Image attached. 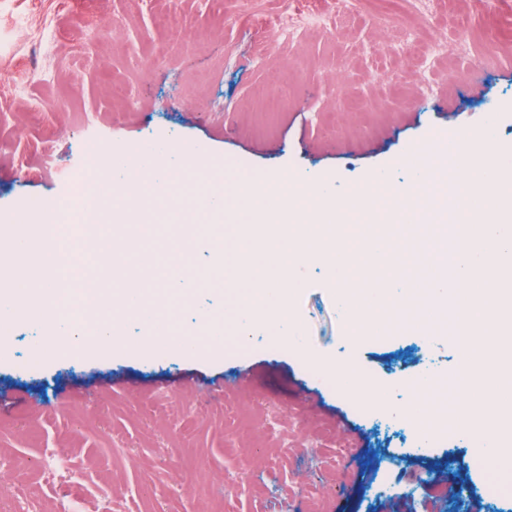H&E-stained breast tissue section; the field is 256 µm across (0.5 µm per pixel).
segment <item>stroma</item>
Returning <instances> with one entry per match:
<instances>
[{
	"mask_svg": "<svg viewBox=\"0 0 512 512\" xmlns=\"http://www.w3.org/2000/svg\"><path fill=\"white\" fill-rule=\"evenodd\" d=\"M313 13L318 26L273 36ZM276 95L268 110L264 97ZM1 102L0 286L18 297L37 291V269L12 238L46 208L66 209L59 173L96 133L105 143L92 182L116 180L115 153L144 140L161 147L152 177L179 170L178 188L196 199L251 178L281 207L316 208L324 188L352 244L367 208L381 210L401 234L397 265L378 270L397 294L417 269L405 245L416 219L387 189L423 177L427 223L461 224L467 183L437 184L452 166L438 149L466 135L512 167V0H357L347 13L336 0H0ZM412 151L420 169L404 162ZM374 172L383 181L372 186ZM101 211L105 225L153 229L116 243L107 288L179 312L188 342L145 347L149 329L128 311L121 348L48 353L36 309H20L0 342V451L17 464V486L43 491L44 508L59 501L40 467L52 451L111 479L113 512H311L315 502L322 512H468L473 499L512 512V492L486 493L503 472L477 461L467 431L424 436L402 412L409 378L454 375V340L354 336L333 274L311 257L291 269L300 348L230 325L202 352L200 313L222 319L229 301L207 244L184 253L174 239L215 214L175 213L144 192L134 217L109 200ZM188 276L197 285L185 296ZM340 367L356 372L355 388L337 387ZM177 481L186 493L173 492Z\"/></svg>",
	"mask_w": 512,
	"mask_h": 512,
	"instance_id": "35a3bbf8",
	"label": "stroma"
}]
</instances>
